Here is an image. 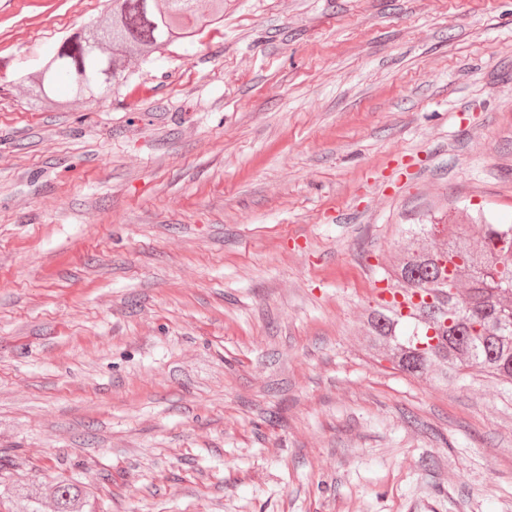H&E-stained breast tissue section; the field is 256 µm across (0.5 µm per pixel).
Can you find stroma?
I'll return each instance as SVG.
<instances>
[{"label":"stroma","mask_w":512,"mask_h":512,"mask_svg":"<svg viewBox=\"0 0 512 512\" xmlns=\"http://www.w3.org/2000/svg\"><path fill=\"white\" fill-rule=\"evenodd\" d=\"M0 0V478L89 512H512V416L358 336L407 224H512V0H224L99 103Z\"/></svg>","instance_id":"obj_1"}]
</instances>
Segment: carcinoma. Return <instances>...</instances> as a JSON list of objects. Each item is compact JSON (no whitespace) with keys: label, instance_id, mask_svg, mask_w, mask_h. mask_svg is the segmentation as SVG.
<instances>
[{"label":"carcinoma","instance_id":"obj_1","mask_svg":"<svg viewBox=\"0 0 512 512\" xmlns=\"http://www.w3.org/2000/svg\"><path fill=\"white\" fill-rule=\"evenodd\" d=\"M224 21V0H112L106 16L62 42L20 75L32 104L72 99L97 103L126 86L138 59L194 40ZM466 240L426 243L425 225L388 271L410 312L383 302L366 314L365 355L412 378L448 387L459 380L500 382L502 410L512 412V225L477 224ZM87 484L59 476L51 484L20 482L0 490L6 512H86Z\"/></svg>","mask_w":512,"mask_h":512}]
</instances>
